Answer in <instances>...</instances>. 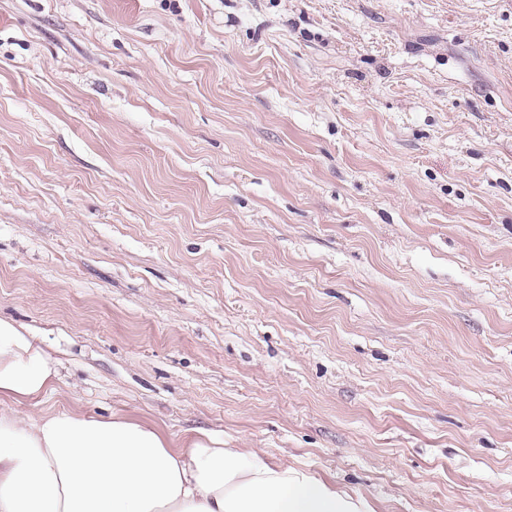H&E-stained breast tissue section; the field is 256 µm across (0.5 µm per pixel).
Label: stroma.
<instances>
[{
    "mask_svg": "<svg viewBox=\"0 0 512 512\" xmlns=\"http://www.w3.org/2000/svg\"><path fill=\"white\" fill-rule=\"evenodd\" d=\"M0 319V412L512 512V0H0ZM58 362L34 337L0 320V399L30 402L52 391Z\"/></svg>",
    "mask_w": 512,
    "mask_h": 512,
    "instance_id": "stroma-1",
    "label": "stroma"
}]
</instances>
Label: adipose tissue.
Returning <instances> with one entry per match:
<instances>
[{
  "instance_id": "1",
  "label": "adipose tissue",
  "mask_w": 512,
  "mask_h": 512,
  "mask_svg": "<svg viewBox=\"0 0 512 512\" xmlns=\"http://www.w3.org/2000/svg\"><path fill=\"white\" fill-rule=\"evenodd\" d=\"M34 337L0 320V399L59 381ZM0 512H359L335 487L204 435L174 446L149 423L0 412Z\"/></svg>"
}]
</instances>
